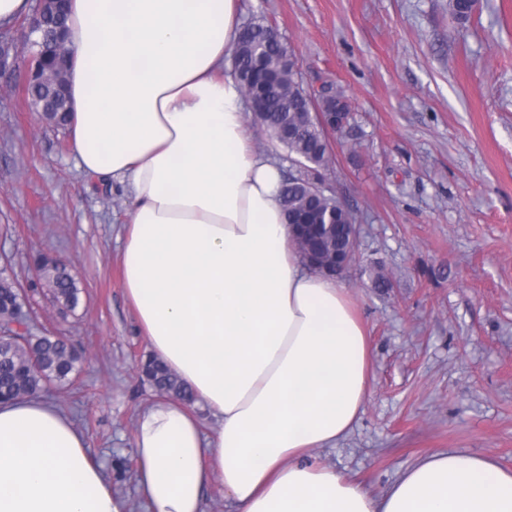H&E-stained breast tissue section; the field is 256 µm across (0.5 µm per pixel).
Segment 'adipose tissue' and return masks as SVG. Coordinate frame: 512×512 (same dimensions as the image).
Instances as JSON below:
<instances>
[{
  "instance_id": "ef3b65f1",
  "label": "adipose tissue",
  "mask_w": 512,
  "mask_h": 512,
  "mask_svg": "<svg viewBox=\"0 0 512 512\" xmlns=\"http://www.w3.org/2000/svg\"><path fill=\"white\" fill-rule=\"evenodd\" d=\"M240 0H71L68 129L76 166L134 208L123 282L155 358L216 419L161 397L136 422L147 512H512V470L455 451L420 458L374 496L314 460L368 399L370 345L347 288L309 270L252 145L230 57ZM0 512H127L69 417L0 404ZM205 512H231L235 511L232 504L224 497V487L214 482L203 491Z\"/></svg>"
}]
</instances>
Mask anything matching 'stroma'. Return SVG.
I'll list each match as a JSON object with an SVG mask.
<instances>
[{"instance_id":"35a3bbf8","label":"stroma","mask_w":512,"mask_h":512,"mask_svg":"<svg viewBox=\"0 0 512 512\" xmlns=\"http://www.w3.org/2000/svg\"><path fill=\"white\" fill-rule=\"evenodd\" d=\"M276 26L313 92L351 106L353 137H329L325 183L361 218L341 283L371 341L369 397L320 457L375 494L448 449L512 469V0H478L466 26L448 0H241ZM0 74V259L34 282L33 254L65 260L74 310L35 289L36 329L81 351V385L60 407L129 512L136 417L155 398L147 344L122 280L133 209L120 186L77 169L66 129ZM394 286H372L374 267Z\"/></svg>"}]
</instances>
